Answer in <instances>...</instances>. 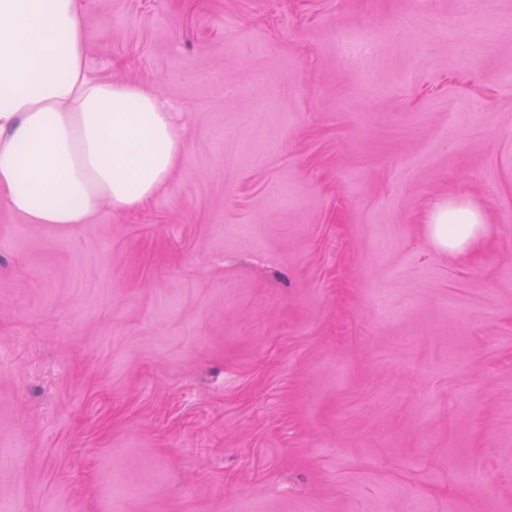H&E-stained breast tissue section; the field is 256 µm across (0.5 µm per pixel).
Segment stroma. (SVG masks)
<instances>
[{"instance_id": "obj_1", "label": "stroma", "mask_w": 512, "mask_h": 512, "mask_svg": "<svg viewBox=\"0 0 512 512\" xmlns=\"http://www.w3.org/2000/svg\"><path fill=\"white\" fill-rule=\"evenodd\" d=\"M82 2L184 151L90 224L0 201V501L512 512V0ZM426 216L432 241L450 252L467 253L488 232L482 211L464 202L433 199L426 207Z\"/></svg>"}]
</instances>
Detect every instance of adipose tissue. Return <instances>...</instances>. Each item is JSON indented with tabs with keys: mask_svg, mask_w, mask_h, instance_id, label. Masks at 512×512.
<instances>
[{
	"mask_svg": "<svg viewBox=\"0 0 512 512\" xmlns=\"http://www.w3.org/2000/svg\"><path fill=\"white\" fill-rule=\"evenodd\" d=\"M80 0H0V199L29 224H89L103 204L133 211L178 165L171 109L142 85L87 64ZM432 241L464 254L482 211L434 199Z\"/></svg>",
	"mask_w": 512,
	"mask_h": 512,
	"instance_id": "ef3b65f1",
	"label": "adipose tissue"
}]
</instances>
